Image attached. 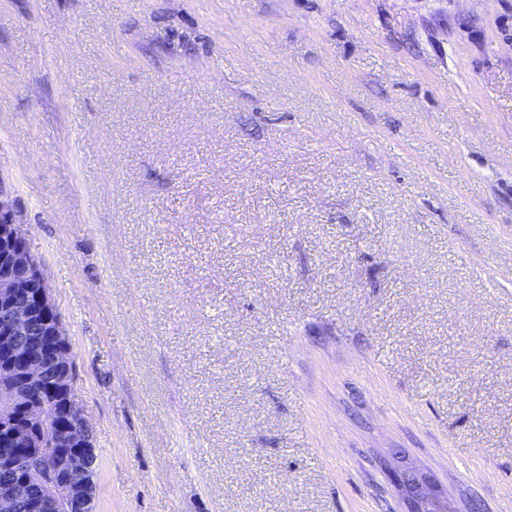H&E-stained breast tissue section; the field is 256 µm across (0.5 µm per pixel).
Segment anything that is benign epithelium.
<instances>
[{
	"label": "benign epithelium",
	"mask_w": 512,
	"mask_h": 512,
	"mask_svg": "<svg viewBox=\"0 0 512 512\" xmlns=\"http://www.w3.org/2000/svg\"><path fill=\"white\" fill-rule=\"evenodd\" d=\"M70 345L24 225L0 188V512H18L17 487L34 479L29 512H86L96 495L91 427L74 390ZM402 512H451L435 478L401 452L383 459Z\"/></svg>",
	"instance_id": "7a95c632"
}]
</instances>
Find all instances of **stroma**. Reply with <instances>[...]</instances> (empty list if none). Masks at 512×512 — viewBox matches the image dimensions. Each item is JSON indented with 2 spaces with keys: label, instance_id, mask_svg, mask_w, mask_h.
I'll list each match as a JSON object with an SVG mask.
<instances>
[{
  "label": "stroma",
  "instance_id": "obj_1",
  "mask_svg": "<svg viewBox=\"0 0 512 512\" xmlns=\"http://www.w3.org/2000/svg\"><path fill=\"white\" fill-rule=\"evenodd\" d=\"M0 185L94 512H512V0H0ZM389 456H391V462ZM382 462L395 476L403 492L405 499L401 500L402 512L453 511L448 504L447 496L434 485L435 478L431 477L426 470H417L408 465L401 452H390Z\"/></svg>",
  "mask_w": 512,
  "mask_h": 512
}]
</instances>
